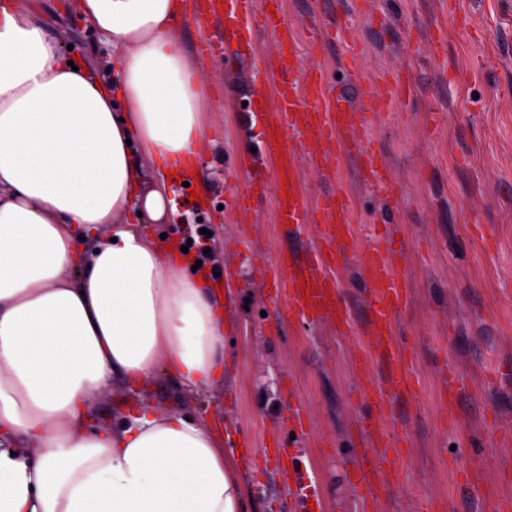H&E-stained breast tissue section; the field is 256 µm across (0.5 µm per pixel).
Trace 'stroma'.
I'll return each instance as SVG.
<instances>
[{
  "label": "stroma",
  "mask_w": 512,
  "mask_h": 512,
  "mask_svg": "<svg viewBox=\"0 0 512 512\" xmlns=\"http://www.w3.org/2000/svg\"><path fill=\"white\" fill-rule=\"evenodd\" d=\"M50 35L73 54L96 63L106 45L75 13V0H37ZM470 19L461 28L448 0H369L348 12L355 50L332 43L317 53L299 50L307 66L322 69L330 86L347 89L352 77L402 75L411 92L393 98L388 112L368 122L398 190L394 208L365 181L356 151L344 159L311 153V135L288 136L300 186L309 200L348 193L361 247L392 252L411 294L395 318L409 337L406 352L415 384L387 425L411 434L408 454L386 498L365 506L353 485L367 418L355 368L359 337L327 324L289 320L264 277L275 251L305 252L313 229L298 237L274 221L272 194H260L248 213L232 197L242 186L238 165L264 144V125L245 102L260 84H273L268 59L274 46L257 33L254 55L235 50L205 59L214 98L208 106V148L190 202L178 190L180 221L151 224L152 236L186 245L203 240L209 270L227 275L235 294L227 308L224 383L191 392L158 374L150 400L189 416L221 413L229 447L245 461L246 512H417L433 499L437 512H499L512 498V443L492 416L512 417V0H457ZM210 232L200 238V229ZM466 386L455 414L443 409L448 366ZM301 408L310 441L294 446L290 411ZM316 482L312 500L299 499L289 471ZM479 471L485 483L473 497L457 470Z\"/></svg>",
  "instance_id": "obj_1"
}]
</instances>
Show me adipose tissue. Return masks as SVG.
<instances>
[{
  "mask_svg": "<svg viewBox=\"0 0 512 512\" xmlns=\"http://www.w3.org/2000/svg\"><path fill=\"white\" fill-rule=\"evenodd\" d=\"M111 80L72 69L34 0H0V512H244L209 420L139 399L157 372L224 378L205 273L144 232L205 148L187 0H76ZM135 392L95 424L113 383Z\"/></svg>",
  "mask_w": 512,
  "mask_h": 512,
  "instance_id": "ef3b65f1",
  "label": "adipose tissue"
}]
</instances>
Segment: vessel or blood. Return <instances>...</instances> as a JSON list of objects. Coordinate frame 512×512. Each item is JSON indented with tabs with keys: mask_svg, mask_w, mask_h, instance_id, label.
Listing matches in <instances>:
<instances>
[{
	"mask_svg": "<svg viewBox=\"0 0 512 512\" xmlns=\"http://www.w3.org/2000/svg\"><path fill=\"white\" fill-rule=\"evenodd\" d=\"M252 0H200L199 10L215 20L219 28L202 41L203 52L216 45L238 44L241 53L253 47V33L271 36L275 46V69L280 76L276 103L260 102L257 112L269 114L270 133L265 152L274 162L269 182L275 192L276 220L294 230L314 225L317 239L306 259L286 252L270 263L272 286L288 296L290 319L323 322L346 332L356 329L348 304L341 294L337 271L350 251H358L367 290V320L362 330L367 344L361 345L356 360L366 369L371 360L384 367L382 381L361 384L360 392L370 410L371 424L360 448L355 485L366 500L375 502L385 489L388 474L396 471L408 445L406 433L389 430L385 424L397 397L411 391L414 378L410 362L392 328L395 316L406 306L410 290L394 259L376 248L356 250L350 213L352 202L341 192H333L308 203L297 182L298 168L287 144L288 133L299 127L313 134L314 153L328 154L358 144V156L368 181L384 199L395 198L397 190L386 175V165L371 147L366 126L354 125L352 115L362 112L378 117L389 108L392 97L404 96L407 87L401 76H392L385 86L356 79V94L328 87L321 70H309L304 82L296 73L303 61L298 53L296 28L288 23L281 8L254 13ZM351 27L338 15L312 17L308 38L312 48H323L334 40H348Z\"/></svg>",
	"mask_w": 512,
	"mask_h": 512,
	"instance_id": "b4317fda",
	"label": "vessel or blood"
}]
</instances>
